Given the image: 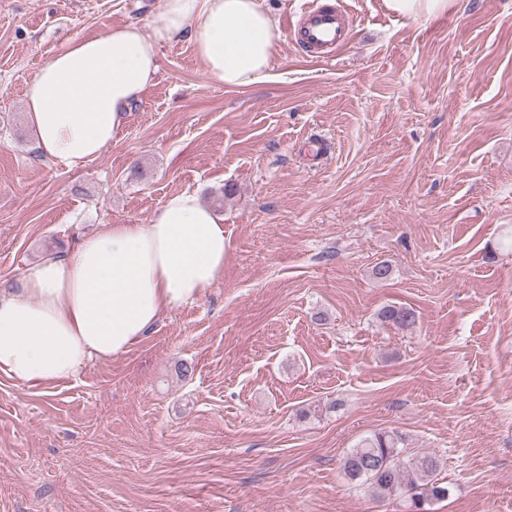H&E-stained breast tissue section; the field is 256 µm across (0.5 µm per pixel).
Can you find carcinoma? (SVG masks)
I'll return each instance as SVG.
<instances>
[{"label":"carcinoma","mask_w":512,"mask_h":512,"mask_svg":"<svg viewBox=\"0 0 512 512\" xmlns=\"http://www.w3.org/2000/svg\"><path fill=\"white\" fill-rule=\"evenodd\" d=\"M379 319L398 328L416 322L407 308L388 305L380 309ZM403 438L396 432H378L362 439L344 456L341 470L347 481L367 486L379 498L409 493V512H427V506L445 501L451 490L438 478L439 458L432 453L413 457L402 455Z\"/></svg>","instance_id":"obj_1"}]
</instances>
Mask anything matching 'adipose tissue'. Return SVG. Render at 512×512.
Segmentation results:
<instances>
[{
  "label": "adipose tissue",
  "mask_w": 512,
  "mask_h": 512,
  "mask_svg": "<svg viewBox=\"0 0 512 512\" xmlns=\"http://www.w3.org/2000/svg\"><path fill=\"white\" fill-rule=\"evenodd\" d=\"M189 37L227 88L266 77L282 39L264 0H165L151 33L128 24L72 39L27 84L35 149L70 168L101 155L154 84L161 44ZM224 220L185 190L147 224H110L0 287V374L25 387L122 356L224 272Z\"/></svg>",
  "instance_id": "ef3b65f1"
}]
</instances>
